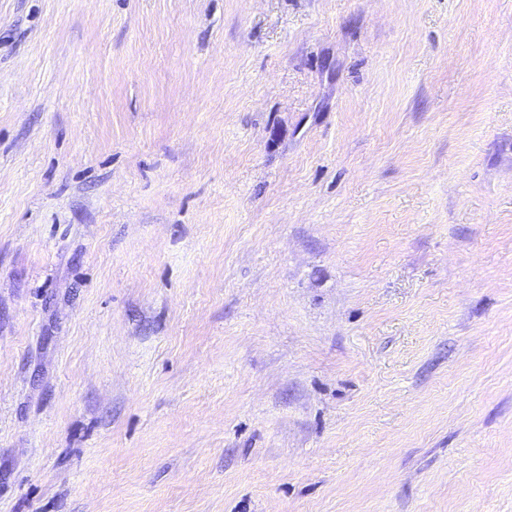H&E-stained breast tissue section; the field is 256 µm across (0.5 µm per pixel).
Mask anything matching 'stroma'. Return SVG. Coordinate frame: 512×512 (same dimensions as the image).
Segmentation results:
<instances>
[{"mask_svg":"<svg viewBox=\"0 0 512 512\" xmlns=\"http://www.w3.org/2000/svg\"><path fill=\"white\" fill-rule=\"evenodd\" d=\"M0 512H512V0H0Z\"/></svg>","mask_w":512,"mask_h":512,"instance_id":"35a3bbf8","label":"stroma"}]
</instances>
